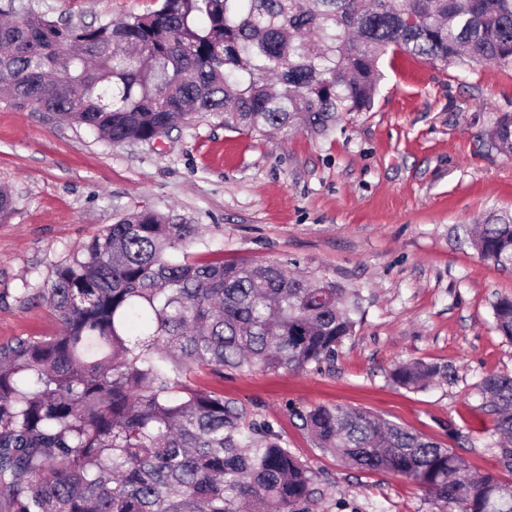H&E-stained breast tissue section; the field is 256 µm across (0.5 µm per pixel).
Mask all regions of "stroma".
<instances>
[{"label":"stroma","instance_id":"35a3bbf8","mask_svg":"<svg viewBox=\"0 0 512 512\" xmlns=\"http://www.w3.org/2000/svg\"><path fill=\"white\" fill-rule=\"evenodd\" d=\"M158 0H0V19L29 11L72 24L142 15ZM367 112L343 113L329 137L263 136L203 115L153 142L112 145L50 112L0 98V186L16 207L0 223V346L52 336L42 298L56 268L123 213L150 207L197 225L189 258L278 262L362 298L355 333L333 360L304 370L203 371L193 381L271 423L319 476L322 512H436L405 478L345 464L318 448L301 416L362 408L453 449L475 474L512 484L495 417L479 392L512 375V341L493 306L512 299V270L482 260L466 229L512 210V154L488 132L512 113V66L434 65L383 57ZM421 360L454 378L424 390L392 370Z\"/></svg>","mask_w":512,"mask_h":512}]
</instances>
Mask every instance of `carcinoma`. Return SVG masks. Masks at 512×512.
Returning a JSON list of instances; mask_svg holds the SVG:
<instances>
[{
    "label": "carcinoma",
    "mask_w": 512,
    "mask_h": 512,
    "mask_svg": "<svg viewBox=\"0 0 512 512\" xmlns=\"http://www.w3.org/2000/svg\"><path fill=\"white\" fill-rule=\"evenodd\" d=\"M390 50L512 64V0H161L96 25L30 12L0 22V93L113 145L208 113L325 136L342 113L371 109ZM488 136L512 152V114ZM197 235L146 207L56 269L44 298L61 331L0 348V512H317L318 480L280 434L190 375L325 362L353 335L358 297L277 263L193 261ZM468 240L512 268V213ZM493 315L512 340V299ZM452 376L423 361L391 373L413 390ZM479 391L512 454V376L491 373ZM304 420L320 448L409 479L438 512H512V485L369 411L319 405Z\"/></svg>",
    "instance_id": "1"
}]
</instances>
